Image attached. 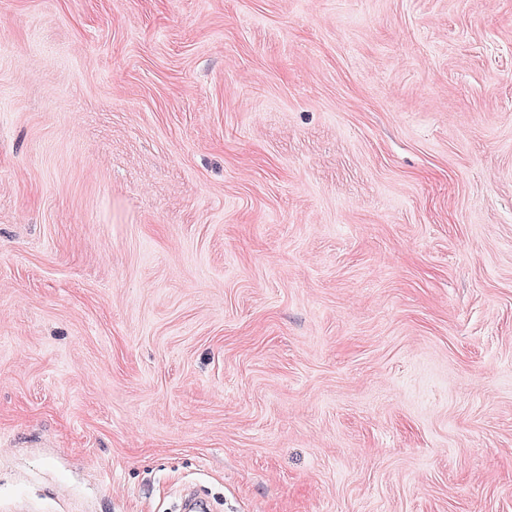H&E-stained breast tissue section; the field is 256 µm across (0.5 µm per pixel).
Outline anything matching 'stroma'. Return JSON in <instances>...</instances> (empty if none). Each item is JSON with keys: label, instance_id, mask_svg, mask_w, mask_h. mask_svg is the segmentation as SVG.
<instances>
[{"label": "stroma", "instance_id": "1", "mask_svg": "<svg viewBox=\"0 0 512 512\" xmlns=\"http://www.w3.org/2000/svg\"><path fill=\"white\" fill-rule=\"evenodd\" d=\"M190 489L512 512V0H0V512Z\"/></svg>", "mask_w": 512, "mask_h": 512}]
</instances>
